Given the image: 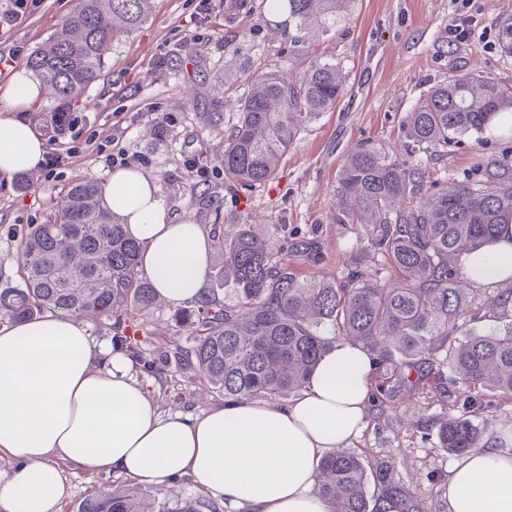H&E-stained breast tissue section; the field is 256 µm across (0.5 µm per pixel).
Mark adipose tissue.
Here are the masks:
<instances>
[{"instance_id":"ef3b65f1","label":"adipose tissue","mask_w":512,"mask_h":512,"mask_svg":"<svg viewBox=\"0 0 512 512\" xmlns=\"http://www.w3.org/2000/svg\"><path fill=\"white\" fill-rule=\"evenodd\" d=\"M41 95L29 70L0 85V178L41 167L47 139L17 111ZM102 193L141 245L139 265L159 296L179 307L198 296L211 262L201 225L170 216L154 180L129 165ZM465 280L491 286L512 277V236L462 259ZM373 365L338 341L310 373L299 398L225 400L197 415L160 413L120 345L96 340L91 323L47 315L0 325V512H56L68 492L63 464L169 488L187 476L226 512H329L317 490L318 463L359 437ZM444 512H512V446L477 448L458 460Z\"/></svg>"}]
</instances>
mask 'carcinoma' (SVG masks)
<instances>
[{"label":"carcinoma","mask_w":512,"mask_h":512,"mask_svg":"<svg viewBox=\"0 0 512 512\" xmlns=\"http://www.w3.org/2000/svg\"><path fill=\"white\" fill-rule=\"evenodd\" d=\"M288 18L299 30L316 24L326 34L349 0H287ZM150 0H78L72 16L29 59L51 94L69 108L98 77L115 28L133 30L150 16ZM344 90L339 67L316 63L301 80L276 71L256 77L241 100L237 122L224 147V178L241 189L272 180L278 159L303 125L336 104ZM501 112H512V90L491 77L462 74L420 97L406 128L412 151L444 150L479 134ZM336 194L346 207L338 224H367L369 251L400 271L397 282L384 268L361 263L336 285L301 283L285 255L316 265L323 259L314 236L271 241L248 228L219 241L221 277L234 285L227 304L206 275L197 300L176 317L193 329L194 344L178 351L179 370L202 378L226 398L272 399L304 388L307 376L336 341L365 347L379 372L372 402L383 408L418 387L452 361L455 377L477 391L512 393V291L494 304L469 296L457 262L489 245L512 224V156L505 154L466 180H432L417 165L391 159L374 147L352 152ZM65 203L47 224H29L17 236L20 286L0 291V314L33 319L46 314L111 322L131 341L119 312L146 315L156 298L138 267L141 246L105 203L101 186L87 180L70 186ZM492 312L498 325L475 332ZM453 339L450 356L444 343ZM469 406L439 423L440 447L449 453L479 448L493 437L475 424ZM317 489L330 512H429L395 476L390 460L372 467L362 455L331 452L320 461ZM216 512L174 490L151 498L133 488L107 489L85 497L75 512Z\"/></svg>","instance_id":"1"}]
</instances>
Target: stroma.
Returning <instances> with one entry per match:
<instances>
[{
    "label": "stroma",
    "mask_w": 512,
    "mask_h": 512,
    "mask_svg": "<svg viewBox=\"0 0 512 512\" xmlns=\"http://www.w3.org/2000/svg\"><path fill=\"white\" fill-rule=\"evenodd\" d=\"M226 2L211 0L209 20L195 22L198 0H152L145 24L114 33L99 77L75 105V123L49 144L58 164L0 180V289L20 282L12 229L51 221L64 189L82 179L103 181L120 153L154 179L171 216L192 218L209 235L229 238L250 224L270 237L282 228L317 237L323 261L293 260L294 271L302 281L336 282L368 245L364 225L335 221L344 202L333 189L358 146L409 160L442 180L474 174L512 148V131L505 130L464 137L444 152L406 151L409 115L431 86L474 72L512 87V54L499 38L512 0H352L326 36L300 32L263 10L244 8L227 18ZM75 6L76 0H45L22 25L0 33V50L23 47L16 65L25 66ZM458 24L464 36L455 35ZM186 35L195 40L192 56L152 67L165 41ZM331 60L345 76L343 94L300 130L275 178L249 190L225 184V141L249 76L275 70L294 82L312 62ZM124 316L137 327L142 359L158 367L141 375L158 410L195 414L223 403L222 395L178 373L175 352L191 346L193 334L175 320L173 306L161 302L147 315ZM476 396L457 382L444 397L427 387L394 406L368 408L356 445L365 449L366 464L393 461L397 476L431 512H441L440 478L456 457L440 448L435 424ZM64 473L69 490L58 512H72L92 491L118 483L77 465Z\"/></svg>",
    "instance_id": "stroma-1"
}]
</instances>
